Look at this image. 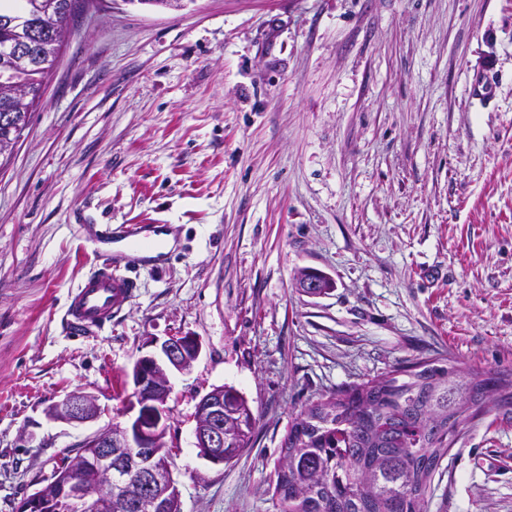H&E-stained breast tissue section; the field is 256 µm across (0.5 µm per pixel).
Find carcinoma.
Segmentation results:
<instances>
[{
  "mask_svg": "<svg viewBox=\"0 0 512 512\" xmlns=\"http://www.w3.org/2000/svg\"><path fill=\"white\" fill-rule=\"evenodd\" d=\"M75 11L69 0H0V83L28 95L21 125L0 124L13 149L50 73L13 45L55 25L61 52ZM512 408V376L462 372L424 358L338 387L288 423L268 487L276 512H428L441 460L485 406ZM257 424L241 393L224 394V462L249 447Z\"/></svg>",
  "mask_w": 512,
  "mask_h": 512,
  "instance_id": "cac0c4a2",
  "label": "carcinoma"
}]
</instances>
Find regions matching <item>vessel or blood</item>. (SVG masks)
<instances>
[{
	"mask_svg": "<svg viewBox=\"0 0 512 512\" xmlns=\"http://www.w3.org/2000/svg\"><path fill=\"white\" fill-rule=\"evenodd\" d=\"M137 282L112 261L83 278L68 295L64 324L70 335L80 337L111 323L132 299Z\"/></svg>",
	"mask_w": 512,
	"mask_h": 512,
	"instance_id": "1",
	"label": "vessel or blood"
}]
</instances>
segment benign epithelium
I'll use <instances>...</instances> for the list:
<instances>
[{
    "instance_id": "1",
    "label": "benign epithelium",
    "mask_w": 512,
    "mask_h": 512,
    "mask_svg": "<svg viewBox=\"0 0 512 512\" xmlns=\"http://www.w3.org/2000/svg\"><path fill=\"white\" fill-rule=\"evenodd\" d=\"M297 287L317 297L333 282L320 272L304 270ZM200 352L195 337L173 336L136 358L125 409L128 421L85 437L74 455L54 468L51 483L23 498L15 512H178L179 493L164 441L172 391L169 372L190 370ZM47 415L84 424L98 419L99 408L94 396L76 390L52 403ZM194 419L199 456L224 463V387L200 398Z\"/></svg>"
}]
</instances>
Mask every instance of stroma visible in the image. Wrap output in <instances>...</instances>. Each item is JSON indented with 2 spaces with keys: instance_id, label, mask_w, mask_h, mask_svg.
<instances>
[{
  "instance_id": "obj_1",
  "label": "stroma",
  "mask_w": 512,
  "mask_h": 512,
  "mask_svg": "<svg viewBox=\"0 0 512 512\" xmlns=\"http://www.w3.org/2000/svg\"><path fill=\"white\" fill-rule=\"evenodd\" d=\"M171 236L128 254L124 226ZM112 228L105 236L104 228ZM139 287L86 338L61 325L104 255ZM334 290L310 297L301 268ZM172 336L165 442L181 512H275L292 417L418 358L512 371V0H97L12 153L0 156V512L87 435L123 421L134 359ZM259 421L227 464L196 405ZM82 390L97 422L46 407ZM429 512H512V413L466 424ZM226 387L229 391L224 393ZM233 390L236 395L229 393ZM194 419L195 448L200 457L214 464L229 463L248 448L257 424L243 394L226 385L200 398Z\"/></svg>"
}]
</instances>
